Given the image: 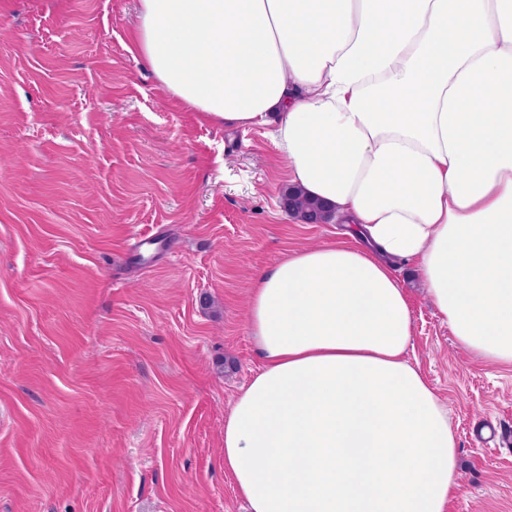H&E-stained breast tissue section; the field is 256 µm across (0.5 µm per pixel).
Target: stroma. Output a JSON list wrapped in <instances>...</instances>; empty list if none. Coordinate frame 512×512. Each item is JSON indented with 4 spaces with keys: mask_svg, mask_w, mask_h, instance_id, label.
<instances>
[{
    "mask_svg": "<svg viewBox=\"0 0 512 512\" xmlns=\"http://www.w3.org/2000/svg\"><path fill=\"white\" fill-rule=\"evenodd\" d=\"M136 4L0 0V512H245L224 418L261 363L248 285L342 230L284 210L272 128L167 98L128 50ZM390 265L456 438L447 512H512V446L474 430L512 431V365Z\"/></svg>",
    "mask_w": 512,
    "mask_h": 512,
    "instance_id": "1",
    "label": "stroma"
}]
</instances>
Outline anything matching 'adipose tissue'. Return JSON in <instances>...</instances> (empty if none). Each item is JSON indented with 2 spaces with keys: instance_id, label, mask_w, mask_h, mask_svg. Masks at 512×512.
Segmentation results:
<instances>
[{
  "instance_id": "adipose-tissue-1",
  "label": "adipose tissue",
  "mask_w": 512,
  "mask_h": 512,
  "mask_svg": "<svg viewBox=\"0 0 512 512\" xmlns=\"http://www.w3.org/2000/svg\"><path fill=\"white\" fill-rule=\"evenodd\" d=\"M130 51L209 123H276L290 182L360 241L251 282L261 367L224 419L248 512H447L456 441L389 260L512 364V0H138Z\"/></svg>"
}]
</instances>
